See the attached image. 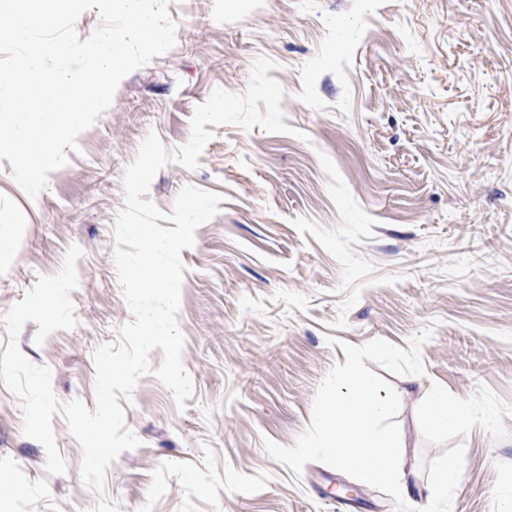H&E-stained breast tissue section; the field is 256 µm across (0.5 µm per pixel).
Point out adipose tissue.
Returning <instances> with one entry per match:
<instances>
[{
    "label": "adipose tissue",
    "instance_id": "ef3b65f1",
    "mask_svg": "<svg viewBox=\"0 0 512 512\" xmlns=\"http://www.w3.org/2000/svg\"><path fill=\"white\" fill-rule=\"evenodd\" d=\"M331 388L333 394L311 447L350 468L361 482L393 487L405 498L447 495L458 479L456 464L441 465L427 479L418 480L406 465L405 443L381 431L393 411L391 394L360 372L338 373ZM426 413L429 428L439 432L461 430L470 419L467 403L449 400L434 384L427 391Z\"/></svg>",
    "mask_w": 512,
    "mask_h": 512
}]
</instances>
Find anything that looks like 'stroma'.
<instances>
[{"label": "stroma", "instance_id": "1", "mask_svg": "<svg viewBox=\"0 0 512 512\" xmlns=\"http://www.w3.org/2000/svg\"><path fill=\"white\" fill-rule=\"evenodd\" d=\"M175 46L132 71L30 200L0 166V317L78 246L77 324L17 343L51 370L60 402L94 408L92 355L131 321L112 226L123 174L149 132L185 144L215 89L243 93L277 62L286 125L214 127L190 170L171 163L150 199L217 192L218 213L182 250L177 315L194 394L185 409L151 373L125 408L138 447L107 471L119 512H497L512 485V0H171ZM397 395L386 429L419 477L461 467L447 498L410 501L358 483L308 443L337 373ZM472 407L460 432L426 425L425 383ZM20 400L0 384V512H93L82 450L52 418L67 470L46 472Z\"/></svg>", "mask_w": 512, "mask_h": 512}]
</instances>
